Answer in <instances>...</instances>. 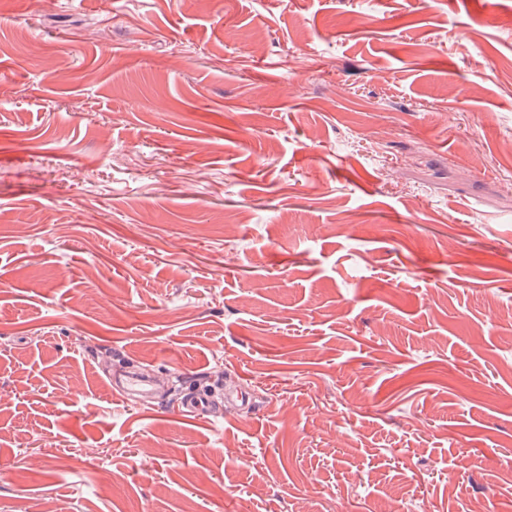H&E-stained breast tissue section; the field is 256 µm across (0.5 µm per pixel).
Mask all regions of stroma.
<instances>
[{"label":"stroma","instance_id":"1","mask_svg":"<svg viewBox=\"0 0 512 512\" xmlns=\"http://www.w3.org/2000/svg\"><path fill=\"white\" fill-rule=\"evenodd\" d=\"M475 500L512 512V0H0V512Z\"/></svg>","mask_w":512,"mask_h":512}]
</instances>
